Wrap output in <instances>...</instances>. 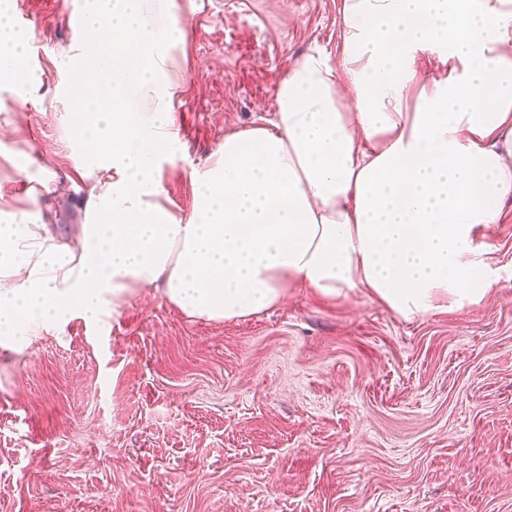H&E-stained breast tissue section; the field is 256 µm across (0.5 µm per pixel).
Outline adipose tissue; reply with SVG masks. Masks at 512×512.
I'll list each match as a JSON object with an SVG mask.
<instances>
[{"instance_id": "obj_1", "label": "adipose tissue", "mask_w": 512, "mask_h": 512, "mask_svg": "<svg viewBox=\"0 0 512 512\" xmlns=\"http://www.w3.org/2000/svg\"><path fill=\"white\" fill-rule=\"evenodd\" d=\"M74 6L99 52L52 63L78 103L91 219L63 239L38 196L0 208V349L99 322L136 288L208 321L252 317L292 288L362 290L406 320L497 288L478 240L512 195V0H343L342 55L314 50L285 73L272 118L193 172L185 215L162 189L181 150L177 0ZM31 38L1 5L0 90L23 99ZM427 49L445 73L423 82Z\"/></svg>"}]
</instances>
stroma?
<instances>
[{
	"instance_id": "1",
	"label": "stroma",
	"mask_w": 512,
	"mask_h": 512,
	"mask_svg": "<svg viewBox=\"0 0 512 512\" xmlns=\"http://www.w3.org/2000/svg\"><path fill=\"white\" fill-rule=\"evenodd\" d=\"M343 0H192L174 61L190 172L225 135L272 117L311 50L342 53ZM28 18L38 98L0 90V188L40 184L55 233L84 223L72 101L51 64L73 0H9ZM499 286L411 321L362 292L292 288L237 321L194 320L152 289L98 325L71 319L0 354V512H512V198L481 238Z\"/></svg>"
}]
</instances>
